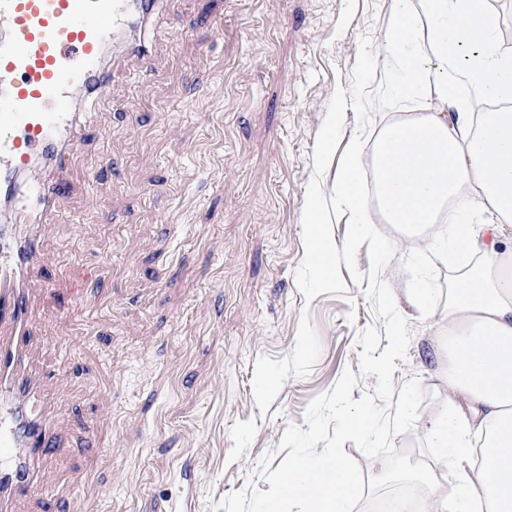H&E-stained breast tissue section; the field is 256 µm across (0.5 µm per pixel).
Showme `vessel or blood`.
Wrapping results in <instances>:
<instances>
[{"label": "vessel or blood", "instance_id": "vessel-or-blood-1", "mask_svg": "<svg viewBox=\"0 0 512 512\" xmlns=\"http://www.w3.org/2000/svg\"><path fill=\"white\" fill-rule=\"evenodd\" d=\"M158 0H0V512L36 482L63 446L54 405L30 364L38 342L32 301L44 224H22L27 204L46 210L67 192L81 140L75 97L112 81L108 47L151 67L140 30Z\"/></svg>", "mask_w": 512, "mask_h": 512}]
</instances>
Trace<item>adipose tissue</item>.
I'll return each mask as SVG.
<instances>
[{
	"label": "adipose tissue",
	"mask_w": 512,
	"mask_h": 512,
	"mask_svg": "<svg viewBox=\"0 0 512 512\" xmlns=\"http://www.w3.org/2000/svg\"><path fill=\"white\" fill-rule=\"evenodd\" d=\"M396 17L384 52L403 76L399 91L414 97L435 88L443 109L386 127L372 170L360 164L363 143L351 141L336 203L371 227L363 184L372 181L388 222L409 240L440 222L450 248L487 259L457 277L444 311L430 288L413 291L414 304L446 324L448 392L466 410L431 422L439 457L412 469L430 496L397 501L394 512H444L435 494L452 468L453 512H512V247L496 249L472 231L482 223L498 238L512 223V59L499 53L498 24L482 0H396ZM467 46L478 54L462 68ZM491 100L504 109L486 111Z\"/></svg>",
	"instance_id": "ef3b65f1"
}]
</instances>
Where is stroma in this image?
Masks as SVG:
<instances>
[{
  "mask_svg": "<svg viewBox=\"0 0 512 512\" xmlns=\"http://www.w3.org/2000/svg\"><path fill=\"white\" fill-rule=\"evenodd\" d=\"M395 24L393 0H177L148 29L151 72L124 59L103 96L76 101L84 147L44 234L32 352L67 451L40 465L13 512H45L55 497L63 512H217L232 492L268 490L263 460L280 466L288 426L305 425L345 371L353 399L374 393L359 337L384 322L367 246L360 280L340 270L346 295L306 301L296 271L312 179L332 197L349 141L371 167L385 124L439 109L433 90L398 94L380 52ZM339 87L342 136L318 177ZM374 219L396 247L381 278L411 331L393 384L416 379L426 394L393 445L428 462L427 427L456 402L440 328L410 295L425 284L444 305L469 258L431 261Z\"/></svg>",
  "mask_w": 512,
  "mask_h": 512,
  "instance_id": "35a3bbf8",
  "label": "stroma"
}]
</instances>
